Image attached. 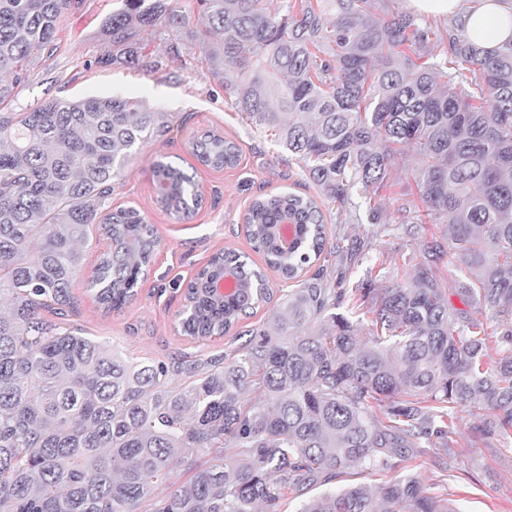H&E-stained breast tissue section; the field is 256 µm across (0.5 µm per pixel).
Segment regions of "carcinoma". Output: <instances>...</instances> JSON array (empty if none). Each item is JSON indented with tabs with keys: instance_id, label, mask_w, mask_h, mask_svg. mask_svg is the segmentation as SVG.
Here are the masks:
<instances>
[{
	"instance_id": "carcinoma-1",
	"label": "carcinoma",
	"mask_w": 512,
	"mask_h": 512,
	"mask_svg": "<svg viewBox=\"0 0 512 512\" xmlns=\"http://www.w3.org/2000/svg\"><path fill=\"white\" fill-rule=\"evenodd\" d=\"M269 2L195 0L196 29L178 2L122 0L103 26L112 64L139 65L149 29L197 41L214 73H234V109L275 132L339 223L366 224L365 235L329 242L314 198L257 197L244 218L252 248L299 287L264 328L238 329L271 294L262 271L226 250L238 286L220 302L194 278L179 326L244 342L206 360L129 362L42 311L73 310L96 225L112 249L89 290L108 311L137 295L160 240L137 209L107 200L157 113L119 96L0 112V512H279L290 494L304 498L301 512H454L413 472L376 489L309 492L451 441L444 418L459 408L478 435L512 441V44L488 52L401 0ZM76 5L0 0V105L13 89L1 77L20 80L34 56L52 55ZM406 148L420 157L407 176L417 200L394 219L376 197ZM193 154L221 169L240 146L209 131ZM152 167L165 211L202 204L182 169L163 158ZM286 220L288 251L276 233ZM428 224L448 234L426 242L410 280L380 284L371 239ZM449 250L458 263L445 272ZM337 257L363 277L336 276ZM183 463L193 473L175 488Z\"/></svg>"
}]
</instances>
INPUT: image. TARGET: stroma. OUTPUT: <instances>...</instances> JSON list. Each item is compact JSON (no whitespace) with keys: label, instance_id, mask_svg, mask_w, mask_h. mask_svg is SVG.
I'll use <instances>...</instances> for the list:
<instances>
[{"label":"stroma","instance_id":"stroma-1","mask_svg":"<svg viewBox=\"0 0 512 512\" xmlns=\"http://www.w3.org/2000/svg\"><path fill=\"white\" fill-rule=\"evenodd\" d=\"M120 6L121 0H80L64 16L57 51L34 60L29 77L14 85L7 105L8 111L22 112L52 98L113 95L137 98L163 115V128L114 180L109 199L111 208H135L156 227L160 246L149 274L135 300L121 310L103 312L88 289L104 245L102 236H94L82 250L81 271L72 286L77 307L67 321L85 336L120 344L126 355L145 363L171 362L184 354L219 355L234 347L232 336L194 340L178 328L186 284L222 248L245 253L249 263L263 266L243 224L256 196L283 189L314 196L318 189L272 135L235 112L225 90L231 73L212 75L198 47L187 45L186 64L164 62L166 40L148 30L141 65L111 64L112 46L103 35V24ZM209 130L223 132L240 146L236 165L213 169L196 161L191 143ZM157 155L192 175L202 190V205L188 217L169 214L158 205L152 170ZM374 248L389 279L420 261L423 241L386 236L377 239ZM452 426L455 443L448 471L434 465L440 451L436 444L413 459L412 469L428 491L446 490L455 512H512V451L501 437L474 435L468 411L457 412Z\"/></svg>","mask_w":512,"mask_h":512}]
</instances>
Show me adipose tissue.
I'll return each mask as SVG.
<instances>
[{
	"instance_id": "adipose-tissue-1",
	"label": "adipose tissue",
	"mask_w": 512,
	"mask_h": 512,
	"mask_svg": "<svg viewBox=\"0 0 512 512\" xmlns=\"http://www.w3.org/2000/svg\"><path fill=\"white\" fill-rule=\"evenodd\" d=\"M413 12L454 20L463 37L492 51L512 42V0H408Z\"/></svg>"
}]
</instances>
